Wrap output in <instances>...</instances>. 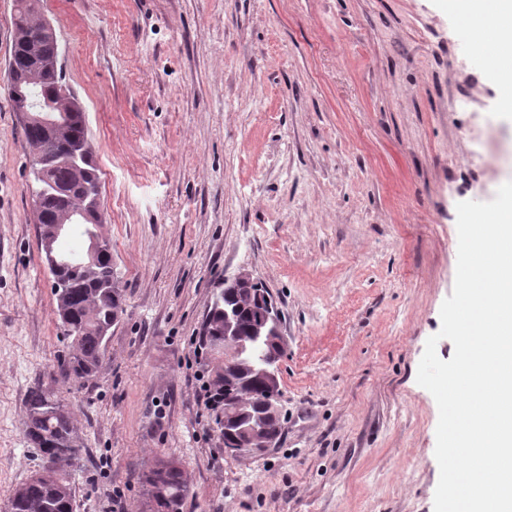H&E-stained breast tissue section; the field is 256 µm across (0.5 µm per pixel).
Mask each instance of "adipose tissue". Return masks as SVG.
Instances as JSON below:
<instances>
[{"instance_id":"1","label":"adipose tissue","mask_w":512,"mask_h":512,"mask_svg":"<svg viewBox=\"0 0 512 512\" xmlns=\"http://www.w3.org/2000/svg\"><path fill=\"white\" fill-rule=\"evenodd\" d=\"M447 7L456 18L495 11L501 25L492 39L484 40L486 62L492 66L503 89V106L512 112V0H447Z\"/></svg>"}]
</instances>
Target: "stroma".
<instances>
[{
  "label": "stroma",
  "mask_w": 512,
  "mask_h": 512,
  "mask_svg": "<svg viewBox=\"0 0 512 512\" xmlns=\"http://www.w3.org/2000/svg\"><path fill=\"white\" fill-rule=\"evenodd\" d=\"M99 168L124 312L88 380L40 247L0 0V504L43 464L26 394L81 445L76 512H434L439 411L416 381L456 277V206L512 178V113L445 0H39ZM282 316L276 448L224 451L202 328L239 272ZM113 506V505H112ZM157 480L155 485H159L164 495L158 500L164 501L165 505L173 506L176 511L180 512L183 500L185 499L189 487L185 480V472L181 468H166L156 473Z\"/></svg>",
  "instance_id": "35a3bbf8"
}]
</instances>
